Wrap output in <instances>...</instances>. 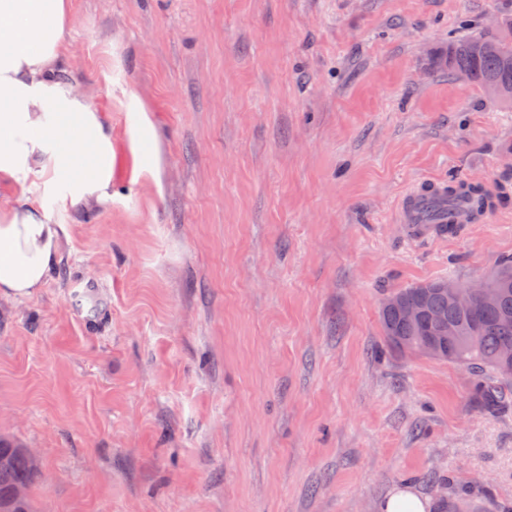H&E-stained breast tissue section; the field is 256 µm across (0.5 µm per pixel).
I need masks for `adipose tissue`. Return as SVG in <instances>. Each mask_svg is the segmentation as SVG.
<instances>
[{
    "label": "adipose tissue",
    "mask_w": 512,
    "mask_h": 512,
    "mask_svg": "<svg viewBox=\"0 0 512 512\" xmlns=\"http://www.w3.org/2000/svg\"><path fill=\"white\" fill-rule=\"evenodd\" d=\"M69 0H0V195L32 175L55 179L87 168L72 203L98 200L112 166L101 119L74 86L61 82ZM89 141L88 151L76 143ZM61 225L36 202L0 208V297L33 296L58 259Z\"/></svg>",
    "instance_id": "adipose-tissue-1"
}]
</instances>
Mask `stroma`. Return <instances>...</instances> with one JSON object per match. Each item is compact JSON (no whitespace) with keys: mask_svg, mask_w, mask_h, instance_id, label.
<instances>
[{"mask_svg":"<svg viewBox=\"0 0 512 512\" xmlns=\"http://www.w3.org/2000/svg\"><path fill=\"white\" fill-rule=\"evenodd\" d=\"M512 0H71L60 76L112 141L24 194L64 225L35 295L0 298V439L35 512H429L512 505V384L481 413L452 362L386 347L397 288L512 256V112L434 70ZM509 202L445 237L396 215L449 175ZM100 286L91 321L70 304ZM377 512H428L427 501L405 484L395 489L377 505Z\"/></svg>","mask_w":512,"mask_h":512,"instance_id":"1","label":"stroma"}]
</instances>
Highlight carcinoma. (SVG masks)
<instances>
[{"label":"carcinoma","instance_id":"1","mask_svg":"<svg viewBox=\"0 0 512 512\" xmlns=\"http://www.w3.org/2000/svg\"><path fill=\"white\" fill-rule=\"evenodd\" d=\"M482 42L494 51L475 55L471 47ZM432 62L448 69V75L479 89L490 98L511 108L512 97L492 92L494 88L512 89V45H501L498 36L487 34L448 37V47L434 54ZM469 200L473 218L494 207L479 183L448 177V210L459 198ZM490 286L497 289L492 302L475 300L470 310L457 308L448 292L433 287L430 280L399 288L389 296L400 302H424L423 314L415 322L405 321L393 306L380 310L383 336L389 348L403 353L420 354L429 338L444 341L442 350L431 358L449 361L470 370L474 376L471 398L484 414L493 416L501 409L499 382L512 379V257L499 261L488 276ZM456 335H448V327ZM41 477L35 459L23 448L0 442V512H31L28 498L15 499L18 486L30 489Z\"/></svg>","mask_w":512,"mask_h":512}]
</instances>
